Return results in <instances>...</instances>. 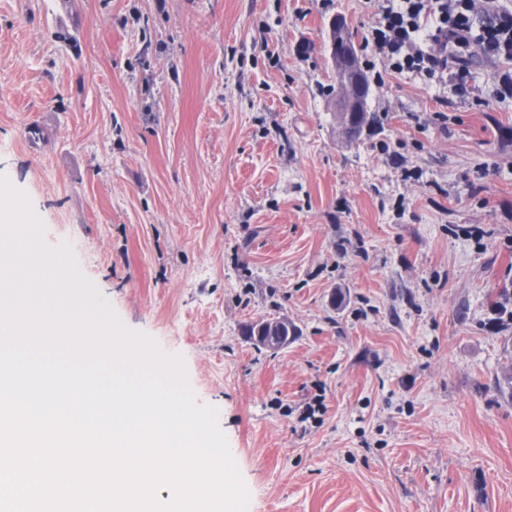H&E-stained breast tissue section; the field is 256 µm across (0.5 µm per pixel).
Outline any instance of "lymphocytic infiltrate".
<instances>
[{
    "label": "lymphocytic infiltrate",
    "instance_id": "lymphocytic-infiltrate-1",
    "mask_svg": "<svg viewBox=\"0 0 512 512\" xmlns=\"http://www.w3.org/2000/svg\"><path fill=\"white\" fill-rule=\"evenodd\" d=\"M375 20L365 44L386 62L388 73H417L440 82L454 80L460 95L467 86L462 55L479 41L488 59L508 62L497 77L494 94L512 99V9L501 0H367ZM483 20L480 37L472 35V15Z\"/></svg>",
    "mask_w": 512,
    "mask_h": 512
}]
</instances>
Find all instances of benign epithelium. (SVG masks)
Returning a JSON list of instances; mask_svg holds the SVG:
<instances>
[{
  "instance_id": "1",
  "label": "benign epithelium",
  "mask_w": 512,
  "mask_h": 512,
  "mask_svg": "<svg viewBox=\"0 0 512 512\" xmlns=\"http://www.w3.org/2000/svg\"><path fill=\"white\" fill-rule=\"evenodd\" d=\"M343 29L344 23L341 20L333 21V34L329 36L327 50L330 59L335 61L336 80L342 94L340 111L355 115L366 110L370 88L353 64V50L342 34Z\"/></svg>"
}]
</instances>
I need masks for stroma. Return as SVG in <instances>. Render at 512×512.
<instances>
[{
    "label": "stroma",
    "mask_w": 512,
    "mask_h": 512,
    "mask_svg": "<svg viewBox=\"0 0 512 512\" xmlns=\"http://www.w3.org/2000/svg\"><path fill=\"white\" fill-rule=\"evenodd\" d=\"M335 16L372 79L355 142L324 93ZM372 22L363 0H0V177L182 357L249 512H512V102L475 43L478 99L386 74ZM278 318L297 336L257 348ZM272 323H280L285 326V335L286 336H296L297 329L295 326H293L291 323L288 322V319L282 318L278 320H261L257 323L251 324L248 328V336H253V339L256 343H259L261 345H264L266 348L269 349H280L283 345L284 341L286 340V337L284 336H277L274 333V329L272 328L270 331V334L268 336H264L263 330H260L256 336H254V331L261 325H269Z\"/></svg>",
    "instance_id": "1"
}]
</instances>
